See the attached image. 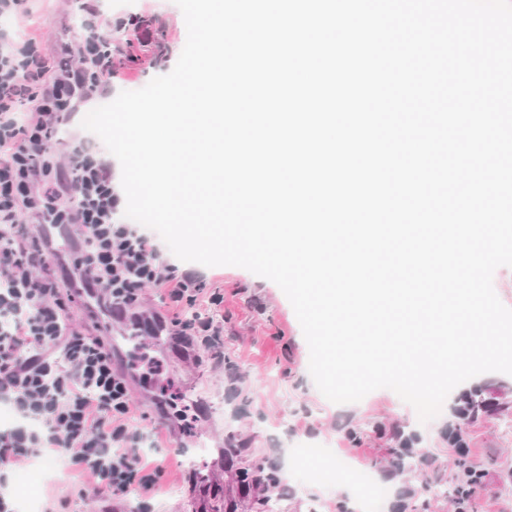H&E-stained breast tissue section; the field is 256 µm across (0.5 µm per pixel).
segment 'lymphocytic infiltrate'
<instances>
[{"mask_svg": "<svg viewBox=\"0 0 512 512\" xmlns=\"http://www.w3.org/2000/svg\"><path fill=\"white\" fill-rule=\"evenodd\" d=\"M78 65L48 63L36 40L16 31L0 41V403L14 419L0 427V468L8 476L52 458L88 479L86 493L123 499L154 512L162 466L146 451L161 445L154 428L132 424L131 380L159 375L162 362L143 346L125 370L102 338L68 325L82 295L114 319L224 358V295L161 263L160 239L129 223L112 170L89 142L61 165L52 141L74 113L112 86V40L124 28L101 0H84ZM38 224L40 235L25 227ZM165 289L163 310L144 315L148 286Z\"/></svg>", "mask_w": 512, "mask_h": 512, "instance_id": "obj_1", "label": "lymphocytic infiltrate"}]
</instances>
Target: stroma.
<instances>
[{
  "label": "stroma",
  "instance_id": "35a3bbf8",
  "mask_svg": "<svg viewBox=\"0 0 512 512\" xmlns=\"http://www.w3.org/2000/svg\"><path fill=\"white\" fill-rule=\"evenodd\" d=\"M112 8L139 14L148 32H113V44L133 43L140 60L115 62L112 87L96 94V107L111 102L120 91L140 89L170 72L184 47V17L174 0H112ZM83 21L80 0H51L46 14L32 18L31 27L41 52L52 57L61 43L79 42ZM162 260L223 292L225 360L220 363L206 353L185 351L170 341L159 346L166 362L164 374L131 387L136 404L153 419L158 416L153 398L163 387L180 395L183 403L202 408L191 433L174 432L148 456L149 463L165 470L156 496L159 512H259L256 494L242 492L236 473L263 458L279 466L288 489L282 512H310L316 500L323 505L321 512H340L352 498L337 478L313 479L312 464L303 456L308 446L353 457L370 471L385 491L379 512H392L398 498L405 512H454L451 498L422 489L418 472L401 473L391 466L388 450L393 442L388 433L396 428L419 435L420 447L437 459L443 487L453 486L462 465L485 472V486L474 498L473 512H512V375L484 373L459 385L462 393L479 388L492 407L479 421L466 424L470 451L461 455L448 446L450 406L423 424L415 409L387 388L356 403L328 401L310 376L309 348L295 312L274 282L240 267L180 262L168 250ZM234 372L242 375V382L233 383ZM348 430L357 433L360 446L344 441ZM231 437L246 444L245 453L226 454ZM33 475L39 495L78 501L81 512H130L136 503L132 497L117 504L106 497L79 499L85 477L58 464L34 470Z\"/></svg>",
  "mask_w": 512,
  "mask_h": 512
}]
</instances>
